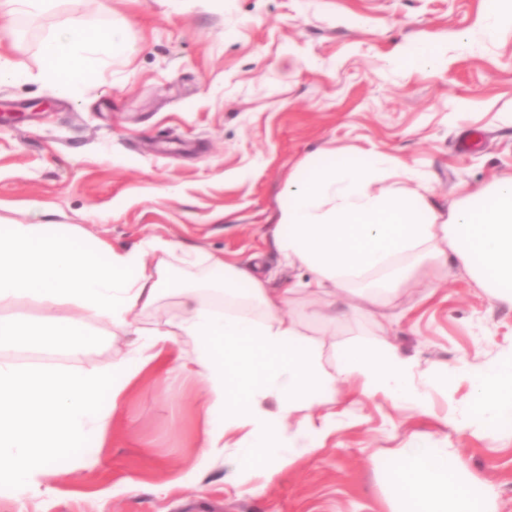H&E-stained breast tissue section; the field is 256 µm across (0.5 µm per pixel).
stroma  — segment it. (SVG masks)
I'll use <instances>...</instances> for the list:
<instances>
[{"label":"stroma","mask_w":512,"mask_h":512,"mask_svg":"<svg viewBox=\"0 0 512 512\" xmlns=\"http://www.w3.org/2000/svg\"><path fill=\"white\" fill-rule=\"evenodd\" d=\"M496 0H55L0 29V56L32 75L0 84V226L81 228L119 251L149 238L175 243L177 283L206 289L205 255L255 256L270 287L306 280L272 244L289 175L327 157L360 161L383 151L419 170L449 209L512 172V29L479 33ZM123 23V47L97 70L90 94L38 81L41 46L56 30L87 33ZM473 35L460 50L456 34ZM435 44L422 71L392 65L400 47ZM19 113L16 121L7 120ZM201 260L188 266L186 253ZM286 314L305 320L331 367L350 344L384 341L414 358L418 374L475 369L512 350V304L475 291L441 261L410 285L354 310L341 296H301ZM78 356L26 347L0 354L25 367L109 369L127 336ZM164 353L128 385L90 466L39 492L0 498V512H396L387 476L409 442L433 441L470 460L488 512H512V428H446L471 388L458 378L432 391L425 419L378 397L352 403L337 388L313 410L348 407L319 450L272 481L231 475L223 458L199 469L207 423L204 383L174 372Z\"/></svg>","instance_id":"obj_1"}]
</instances>
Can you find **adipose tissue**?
<instances>
[{
	"instance_id": "obj_1",
	"label": "adipose tissue",
	"mask_w": 512,
	"mask_h": 512,
	"mask_svg": "<svg viewBox=\"0 0 512 512\" xmlns=\"http://www.w3.org/2000/svg\"><path fill=\"white\" fill-rule=\"evenodd\" d=\"M123 37L118 25L92 38L77 25L56 31L43 45L42 79L87 92L101 55L120 49ZM393 176L402 177L404 187H387ZM273 243L286 265L309 270L306 282L272 289L258 265L211 255L209 285L223 292L225 310L188 286L179 291L181 316L146 332L136 318L171 287L164 256L172 242L154 238L144 250L118 252L53 224L1 230L0 307L29 300L47 310L66 305L75 311L48 331V347L81 354L94 320L135 341L107 372L24 368L0 359V496L39 491L57 475L60 458L74 470L89 466L85 449L89 441H102L129 382L161 350L185 339L192 349L178 354L176 369L202 379L206 409L219 418L204 432L202 456L225 452L227 435L237 433V452L229 459L237 471L271 480L301 452H315L332 429L333 413L308 418L294 436L288 421L342 384H355L356 399L381 395L429 415L430 390L442 384L443 374L417 377L414 361L385 343L352 346L325 368L320 343L282 310L298 293L347 290L377 273L384 284L400 283L415 274V257L452 262L478 290L512 302V174L480 192H463L444 216L429 200L424 177L382 152H370L363 163L299 169L288 177ZM148 251L162 255L155 266L144 261ZM468 379L471 397L466 414L451 420L455 431L512 423V353L469 372ZM271 398L273 410L266 405ZM300 436L306 448H297ZM469 468L468 458L447 446L401 449L389 477L398 512H487L485 498L466 479Z\"/></svg>"
}]
</instances>
